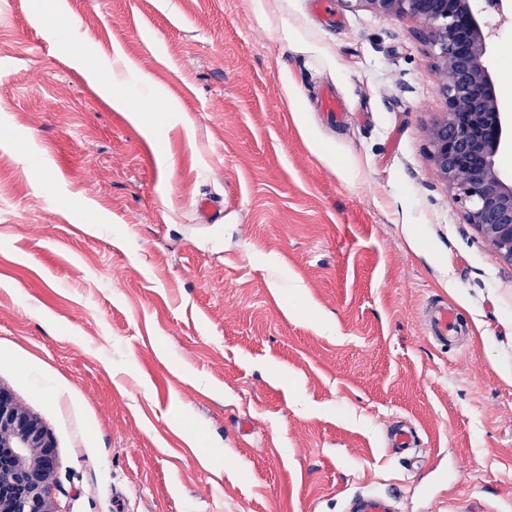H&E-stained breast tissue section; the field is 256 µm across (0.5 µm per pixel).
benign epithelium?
<instances>
[{
    "mask_svg": "<svg viewBox=\"0 0 512 512\" xmlns=\"http://www.w3.org/2000/svg\"><path fill=\"white\" fill-rule=\"evenodd\" d=\"M375 13L418 22L435 59L446 110L428 129L429 157L456 192L467 223L512 264V178L500 157L512 152V113L500 111L485 66L486 34L470 0H354ZM0 512H58L56 457L48 430L0 389Z\"/></svg>",
    "mask_w": 512,
    "mask_h": 512,
    "instance_id": "benign-epithelium-1",
    "label": "benign epithelium"
}]
</instances>
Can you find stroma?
Instances as JSON below:
<instances>
[{"instance_id":"35a3bbf8","label":"stroma","mask_w":512,"mask_h":512,"mask_svg":"<svg viewBox=\"0 0 512 512\" xmlns=\"http://www.w3.org/2000/svg\"><path fill=\"white\" fill-rule=\"evenodd\" d=\"M473 6L512 113V0ZM61 8L0 0V388L53 438L60 512H347L361 491L512 512V265L428 157L446 106L417 22L353 0ZM89 61L175 117L143 134ZM437 301L459 346L424 325Z\"/></svg>"}]
</instances>
